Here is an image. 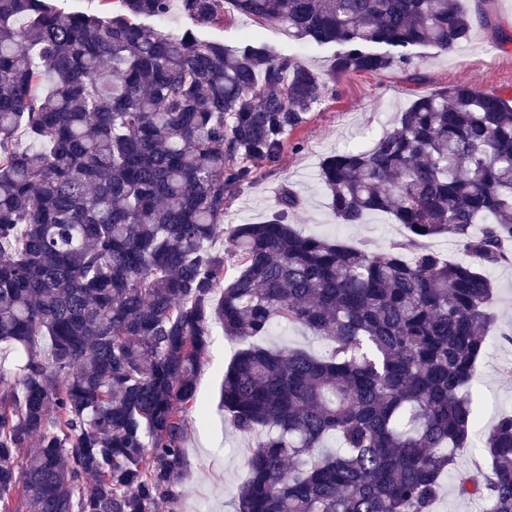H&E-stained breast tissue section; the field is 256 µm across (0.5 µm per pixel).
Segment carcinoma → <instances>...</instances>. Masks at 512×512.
I'll return each mask as SVG.
<instances>
[{
	"instance_id": "1",
	"label": "carcinoma",
	"mask_w": 512,
	"mask_h": 512,
	"mask_svg": "<svg viewBox=\"0 0 512 512\" xmlns=\"http://www.w3.org/2000/svg\"><path fill=\"white\" fill-rule=\"evenodd\" d=\"M338 47L331 72L252 36L236 50L160 21L173 0L65 13L0 0V512H157L184 476L187 413L212 321L249 341L224 373V417L252 436L237 512H432L458 492L512 512V414L481 426L473 377L496 323L488 272L512 260V99L469 84L422 96L367 149L320 166L336 219L383 212V251L270 217L229 237L224 207L336 77L381 74L417 47L471 40L461 0H180L197 24L224 3ZM446 236L449 260L423 240ZM316 356L257 340L279 324ZM268 342L274 346L288 345L301 348L315 354H322L327 342L320 336H315L309 331L298 326H283L274 333ZM457 467L444 480L445 493L434 505V512H480L481 505L459 496L456 489L458 475L476 466L484 467V457L475 455L469 448L456 451Z\"/></svg>"
}]
</instances>
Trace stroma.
Listing matches in <instances>:
<instances>
[{
    "mask_svg": "<svg viewBox=\"0 0 512 512\" xmlns=\"http://www.w3.org/2000/svg\"><path fill=\"white\" fill-rule=\"evenodd\" d=\"M462 4L474 16L468 45L448 53L419 48L408 64L383 74L338 77L333 93L289 134L278 163L261 168L249 187L232 195L224 211L226 233L243 222L264 221L276 208L282 188L289 187L301 200L290 221L302 234L364 243L374 250L400 239L401 225L386 214L371 215L363 224L338 223L318 180L319 168L336 151L372 146L392 129L398 112L419 96L467 83L512 98V0H462ZM255 29L277 55L321 73L333 65L335 47L297 40L282 23L257 27L254 20L232 10L224 21L199 26L198 33L232 49ZM491 277L497 286L498 321L475 369L477 398L486 424L512 413V262L492 269ZM241 346V341L225 336L220 323H213L208 355L197 375L196 394L207 417L202 420L197 413L189 414L184 443L187 470L176 499L162 505L159 512H234V491L247 477L252 440L225 428L221 387L224 370ZM456 460V470L445 478V493L434 512H481L480 504L458 495L456 484L459 473L484 465L485 460L467 448L457 450Z\"/></svg>",
    "mask_w": 512,
    "mask_h": 512,
    "instance_id": "obj_1",
    "label": "stroma"
}]
</instances>
